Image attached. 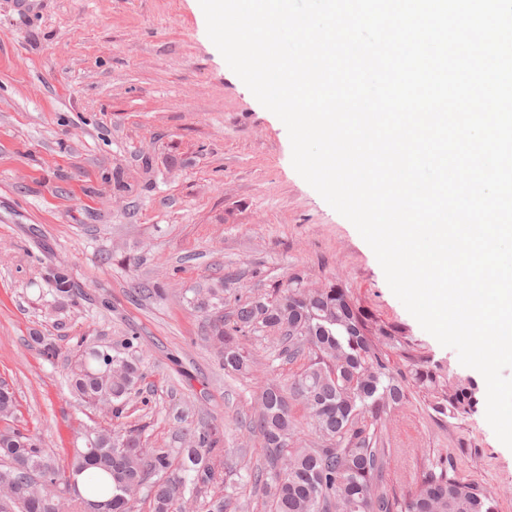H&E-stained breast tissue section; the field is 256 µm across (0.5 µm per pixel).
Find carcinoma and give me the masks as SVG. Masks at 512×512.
Returning <instances> with one entry per match:
<instances>
[{"label": "carcinoma", "instance_id": "1", "mask_svg": "<svg viewBox=\"0 0 512 512\" xmlns=\"http://www.w3.org/2000/svg\"><path fill=\"white\" fill-rule=\"evenodd\" d=\"M53 281L57 295H71L65 270L54 271ZM200 309L212 316L207 340L229 374L251 375L244 340L258 327L278 335L280 358L305 360L286 383L260 382L258 408L249 418L263 444V463L243 470L268 498L270 512H497L495 493L461 478L448 459L430 464L414 486L398 492L388 485V414L415 393L435 413L463 417L477 409L480 387L471 377L451 378L427 358L408 355L407 337L346 289L331 283L307 291L295 275L285 291L254 296L228 315L208 302ZM396 356L405 358L406 368ZM143 378L139 360L93 346L71 370L69 383L79 404L108 406L118 420ZM292 400L308 411V435L292 415ZM18 407L15 393L0 385V486L10 491L0 498V512H70L57 488L77 483L80 474L87 476L86 493L76 494L75 512H132L131 491L147 483L153 512H181L188 496L205 499L206 512L239 509L222 497L207 498L224 481L216 425L186 429L188 445L176 452L143 447L140 434L119 423L93 429L83 433L85 447L62 465L36 434L11 424ZM37 477L49 484L33 487Z\"/></svg>", "mask_w": 512, "mask_h": 512}]
</instances>
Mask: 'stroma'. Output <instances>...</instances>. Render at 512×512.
Instances as JSON below:
<instances>
[{"label": "stroma", "mask_w": 512, "mask_h": 512, "mask_svg": "<svg viewBox=\"0 0 512 512\" xmlns=\"http://www.w3.org/2000/svg\"><path fill=\"white\" fill-rule=\"evenodd\" d=\"M291 154L284 124L209 39L198 0H0V380L60 463L110 423L69 387L85 348L108 346L144 367L123 421L145 447L182 448L185 428L220 425L217 494L268 512L240 478L241 455L261 456L246 417L260 379L300 366L256 329L245 341L253 376L225 374L199 308L214 288L227 313L295 274L337 284L431 362L474 376L394 296L370 246ZM56 268L76 295L54 293ZM37 335L55 342L54 360ZM386 438L389 485L448 458L512 512V450L484 409L448 418L415 396L390 413Z\"/></svg>", "instance_id": "1"}]
</instances>
